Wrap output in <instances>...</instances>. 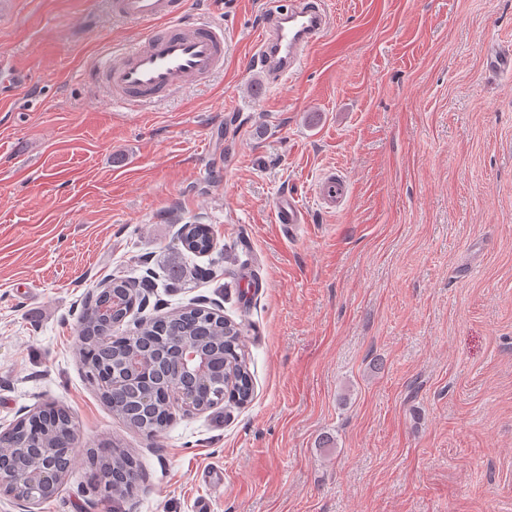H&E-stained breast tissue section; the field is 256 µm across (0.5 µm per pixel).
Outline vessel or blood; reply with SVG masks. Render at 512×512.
Returning a JSON list of instances; mask_svg holds the SVG:
<instances>
[{
  "mask_svg": "<svg viewBox=\"0 0 512 512\" xmlns=\"http://www.w3.org/2000/svg\"><path fill=\"white\" fill-rule=\"evenodd\" d=\"M112 12L142 28L88 75L89 83L113 103L150 108L223 71V26L189 17L186 0H112ZM329 26L322 0H274L253 46L262 85L299 75L306 52ZM315 194L325 211H336L347 197V181L336 171H327L318 179ZM275 216L292 232L307 222L298 197L290 193L277 199Z\"/></svg>",
  "mask_w": 512,
  "mask_h": 512,
  "instance_id": "b4317fda",
  "label": "vessel or blood"
}]
</instances>
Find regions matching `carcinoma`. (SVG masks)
Here are the masks:
<instances>
[{
	"instance_id": "carcinoma-1",
	"label": "carcinoma",
	"mask_w": 512,
	"mask_h": 512,
	"mask_svg": "<svg viewBox=\"0 0 512 512\" xmlns=\"http://www.w3.org/2000/svg\"><path fill=\"white\" fill-rule=\"evenodd\" d=\"M185 251L193 255L210 253L214 248L211 227L208 224H186L181 235ZM112 291L128 293L127 307L112 317V326L95 331V338L79 349L80 363L86 373H91L99 362L112 361L116 373L124 371L123 353L129 349L150 351L159 336H186L188 341L208 347L217 361L224 362V379H214L213 391L224 390L205 403L202 410L212 409L224 401L244 405L251 401L254 384L246 361L240 329L234 322L209 309L185 308L163 318H143L136 330L128 336L112 335V328L120 325L135 305L143 298L133 288V281L124 276H114L109 281ZM112 415L121 419L132 430L153 437L163 431L161 424L167 419L166 410L129 391H122L106 398Z\"/></svg>"
}]
</instances>
